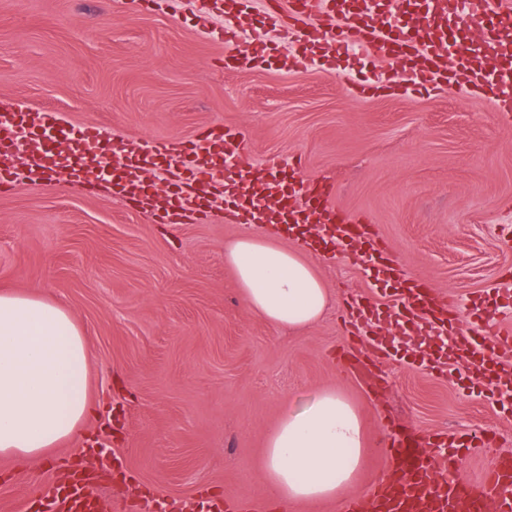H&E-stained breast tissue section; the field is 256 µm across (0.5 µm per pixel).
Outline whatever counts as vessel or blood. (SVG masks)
<instances>
[{"instance_id": "vessel-or-blood-1", "label": "vessel or blood", "mask_w": 512, "mask_h": 512, "mask_svg": "<svg viewBox=\"0 0 512 512\" xmlns=\"http://www.w3.org/2000/svg\"><path fill=\"white\" fill-rule=\"evenodd\" d=\"M463 8L476 22L483 55L471 54L468 33L449 31L448 0H386L384 10L374 13L350 10L343 0H268L265 20L288 29L300 42L301 51L291 62L293 69L304 68L315 56L332 62L358 52L378 62L404 63L419 84L435 89L473 86L490 94L498 111L511 112L512 43L502 44L501 28L512 20V0H463ZM270 56L261 36L245 44L235 26H225V68L242 65L249 58L264 62ZM15 116L31 132L30 153L44 162L51 161L56 139L79 147L101 138L94 127H57L55 113L46 109H20ZM13 144L11 127L0 124V188L5 190L16 183L8 168ZM243 147L242 132L220 124L202 129L193 141L178 148L137 139L118 142L113 151L123 157L125 165L112 181V192L157 223L179 224L211 214L212 206L204 198L193 209H185V190L209 183L214 171H222L224 197L231 204L227 222L334 225L337 240L362 238L365 253L376 257L375 280L391 284L404 308L424 319L426 329L447 322L450 303L439 299L421 280L402 277L390 262L377 257L365 218L348 216L338 208L331 190H322L317 206H310L308 185L299 169L277 162L273 165L277 177L269 191H255L253 172L235 163ZM177 156L184 160L181 181L166 196L149 193L141 175L144 166H162ZM65 172L67 183L75 190L87 189L99 178L96 168L76 158ZM511 304L508 293L476 303L472 325L484 347H512V333L503 330L499 320L501 308ZM351 308L359 324L386 317L384 309L369 299L352 301ZM468 452V447L452 444L447 454L437 455L423 448L412 430H401L389 438L388 469L367 493L349 499L343 512H512V457H503L491 466L485 480L488 491L481 494L457 476Z\"/></svg>"}]
</instances>
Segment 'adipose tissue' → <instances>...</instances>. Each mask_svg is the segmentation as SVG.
I'll return each mask as SVG.
<instances>
[{
    "label": "adipose tissue",
    "mask_w": 512,
    "mask_h": 512,
    "mask_svg": "<svg viewBox=\"0 0 512 512\" xmlns=\"http://www.w3.org/2000/svg\"><path fill=\"white\" fill-rule=\"evenodd\" d=\"M282 227L240 234L224 247L247 308L279 328L321 317L330 293L301 251L281 246ZM88 347L72 313L33 294L0 293V456H45L79 435L95 409ZM368 452L356 408L333 389L287 412L266 441L259 470L281 503L336 499Z\"/></svg>",
    "instance_id": "obj_1"
}]
</instances>
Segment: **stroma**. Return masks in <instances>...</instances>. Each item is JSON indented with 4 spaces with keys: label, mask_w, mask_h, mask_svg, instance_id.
<instances>
[{
    "label": "stroma",
    "mask_w": 512,
    "mask_h": 512,
    "mask_svg": "<svg viewBox=\"0 0 512 512\" xmlns=\"http://www.w3.org/2000/svg\"><path fill=\"white\" fill-rule=\"evenodd\" d=\"M224 13L202 0L176 12L141 0H0V105L55 111L68 126L116 138L179 143L213 122L240 129L242 166L299 163L310 187L368 220L385 258L451 298L512 291V119L492 99L456 87H385L369 62H311L291 71L296 46L269 33L273 58L225 69ZM376 94H360L363 83ZM244 227L222 215L156 224L111 190L19 184L0 192V291L44 294L84 328L96 417L84 438L28 463L0 457V512L50 497L87 442L120 469L92 483L106 512H142L141 499L202 502L210 489L248 512H273L275 489L258 467L289 410L333 389L357 409L370 450L346 496L365 493L388 466L381 440L406 425L421 436L485 430L463 475L483 490L485 472L512 453V400L497 380L474 376L468 356L438 337L402 332L366 390L336 365L350 340L344 302H386L355 250L311 254L330 304L301 329L268 324L244 305L224 244ZM435 351L440 368L427 362Z\"/></svg>",
    "instance_id": "35a3bbf8"
}]
</instances>
